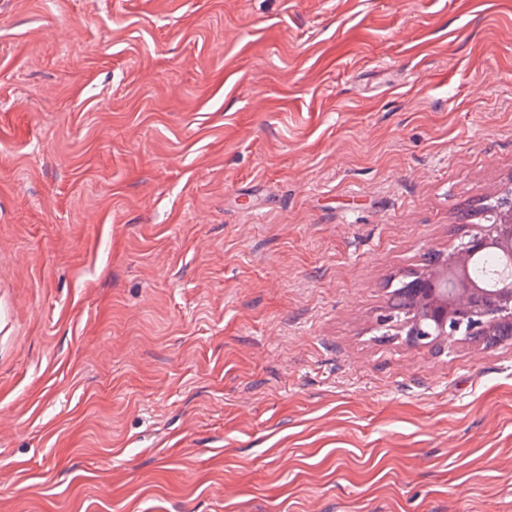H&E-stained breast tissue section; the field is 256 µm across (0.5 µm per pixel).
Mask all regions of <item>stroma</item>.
Instances as JSON below:
<instances>
[{
  "label": "stroma",
  "mask_w": 512,
  "mask_h": 512,
  "mask_svg": "<svg viewBox=\"0 0 512 512\" xmlns=\"http://www.w3.org/2000/svg\"><path fill=\"white\" fill-rule=\"evenodd\" d=\"M512 185V0H0V512H512V342L378 341Z\"/></svg>",
  "instance_id": "obj_1"
}]
</instances>
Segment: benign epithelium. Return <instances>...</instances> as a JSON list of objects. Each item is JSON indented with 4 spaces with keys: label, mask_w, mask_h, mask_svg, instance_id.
I'll use <instances>...</instances> for the list:
<instances>
[{
    "label": "benign epithelium",
    "mask_w": 512,
    "mask_h": 512,
    "mask_svg": "<svg viewBox=\"0 0 512 512\" xmlns=\"http://www.w3.org/2000/svg\"><path fill=\"white\" fill-rule=\"evenodd\" d=\"M489 213L492 223L480 224L468 241L433 253L430 272H415L405 288L412 291V307L399 320L409 341L426 334L449 342L457 333L468 336H512V274L489 296L469 282L472 256L498 250L512 267V189L500 193Z\"/></svg>",
    "instance_id": "obj_1"
}]
</instances>
